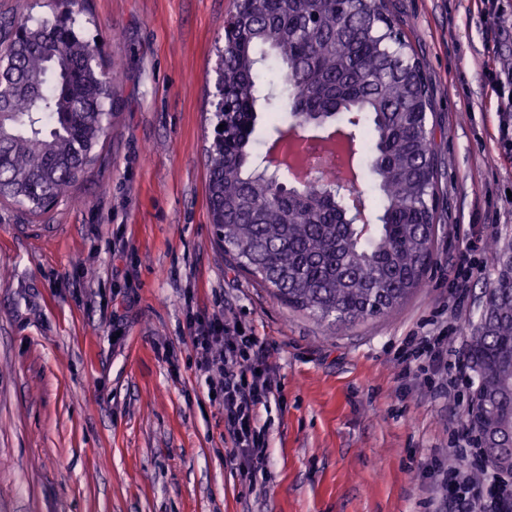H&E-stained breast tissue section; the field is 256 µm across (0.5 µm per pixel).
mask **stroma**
Listing matches in <instances>:
<instances>
[{"instance_id":"35a3bbf8","label":"stroma","mask_w":512,"mask_h":512,"mask_svg":"<svg viewBox=\"0 0 512 512\" xmlns=\"http://www.w3.org/2000/svg\"><path fill=\"white\" fill-rule=\"evenodd\" d=\"M390 0L435 101L433 262L386 317L335 330L289 308L217 245L207 204L218 51L233 0H86L76 31L121 64L112 131L69 193L0 203V512H430L433 467L466 417L401 382L402 350L443 315L449 370L512 242V146L487 71L512 58V0ZM470 252L466 306L449 310ZM252 327L281 385L262 419L267 478L228 459L224 411L187 323Z\"/></svg>"}]
</instances>
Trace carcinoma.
Masks as SVG:
<instances>
[{
    "label": "carcinoma",
    "instance_id": "cac0c4a2",
    "mask_svg": "<svg viewBox=\"0 0 512 512\" xmlns=\"http://www.w3.org/2000/svg\"><path fill=\"white\" fill-rule=\"evenodd\" d=\"M54 22L0 20V199L41 213L66 196L107 135L116 73L74 31L84 0ZM234 33L218 70L224 138L208 155V208L224 252L288 307L331 326L393 312L433 260L439 163L433 99L387 0H235ZM277 81L261 91L260 66ZM288 112L290 120L276 114ZM283 129L366 126L367 169L380 192L376 231L356 223L336 177L314 189L286 183L255 151L260 114ZM486 288L469 360L477 437L512 448V245Z\"/></svg>",
    "mask_w": 512,
    "mask_h": 512
}]
</instances>
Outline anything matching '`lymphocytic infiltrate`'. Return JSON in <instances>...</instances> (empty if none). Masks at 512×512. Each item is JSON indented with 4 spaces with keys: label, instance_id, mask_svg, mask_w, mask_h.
<instances>
[{
    "label": "lymphocytic infiltrate",
    "instance_id": "lymphocytic-infiltrate-1",
    "mask_svg": "<svg viewBox=\"0 0 512 512\" xmlns=\"http://www.w3.org/2000/svg\"><path fill=\"white\" fill-rule=\"evenodd\" d=\"M196 367L213 399L224 410V429L232 442L231 457L241 475L263 472L268 464L267 428L261 413L279 391L265 343L239 322L218 315L190 319ZM410 357L426 358L427 372L407 371L413 385L436 388L452 399L458 411L466 405L458 394L459 380L448 375L446 328L410 340ZM437 487L436 512H512V476L495 473L475 490L468 468L439 467L433 471Z\"/></svg>",
    "mask_w": 512,
    "mask_h": 512
}]
</instances>
